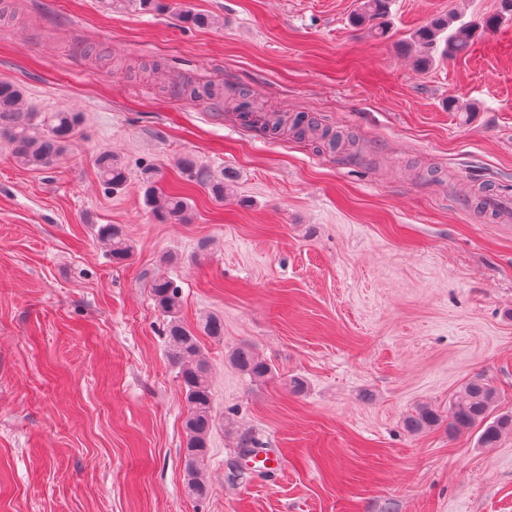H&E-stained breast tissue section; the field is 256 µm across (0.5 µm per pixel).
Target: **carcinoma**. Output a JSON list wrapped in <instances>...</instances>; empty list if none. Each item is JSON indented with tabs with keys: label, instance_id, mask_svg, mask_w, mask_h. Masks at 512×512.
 I'll return each instance as SVG.
<instances>
[{
	"label": "carcinoma",
	"instance_id": "1",
	"mask_svg": "<svg viewBox=\"0 0 512 512\" xmlns=\"http://www.w3.org/2000/svg\"><path fill=\"white\" fill-rule=\"evenodd\" d=\"M391 0H358L351 23L365 29L371 36L387 35L386 18ZM502 17L492 15L480 22L463 21L448 15H437L417 28L411 41L417 50V63L426 66L434 53L454 58L467 54L478 35L499 27ZM80 115L72 112H53L48 120L38 119V113L25 106L21 88L9 80H0V137L10 145V155L20 167L41 170L51 167L67 150L80 125ZM98 173L103 185L114 191L122 189L128 180L123 165L104 152L97 159ZM180 169L189 180L208 186L217 201L224 200V181L212 178L210 172L197 165L190 156L179 161ZM145 201L151 212L161 219L188 220V199L180 194L157 190L152 175L145 176ZM97 235L108 248L115 263L127 260L132 253L123 227L119 224L99 226ZM150 288L158 309L166 317L165 346L167 357L177 368V377L185 394L187 417L184 470L190 494L203 498L207 484L203 465L210 454V435L219 423L214 410L210 385V366L201 353L196 331L180 316L181 292L174 281L166 277L153 279ZM235 365L247 375L265 379L271 367L253 351L242 348L233 356ZM496 390L482 378L468 381L448 407V430L462 432L476 425L481 427L478 445L493 448L505 433H512V414L491 416ZM439 415L431 408L420 409L408 418L406 427L419 433L439 424Z\"/></svg>",
	"mask_w": 512,
	"mask_h": 512
}]
</instances>
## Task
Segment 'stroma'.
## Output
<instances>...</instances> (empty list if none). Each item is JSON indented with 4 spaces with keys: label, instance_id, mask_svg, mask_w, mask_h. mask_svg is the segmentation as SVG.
I'll return each mask as SVG.
<instances>
[{
    "label": "stroma",
    "instance_id": "obj_1",
    "mask_svg": "<svg viewBox=\"0 0 512 512\" xmlns=\"http://www.w3.org/2000/svg\"><path fill=\"white\" fill-rule=\"evenodd\" d=\"M162 2L0 0V80L82 117L47 170L0 141V512H512V434L482 448L446 421L475 377L512 413V222L470 202L482 187L512 202V20L425 69L410 42L501 0H392L383 39L352 25L356 0ZM186 8L212 25L183 24ZM209 80L223 100L183 95ZM242 90L351 141L242 124ZM104 152L129 172L121 193L101 183ZM186 155L223 201L180 171ZM147 169L189 221L152 215ZM102 224L122 225L124 263ZM158 276L180 287L184 323L224 320L199 338L221 419L202 499L185 488ZM242 346L267 379L232 362ZM424 404L439 425L408 432ZM245 437L283 471L247 469ZM100 241L108 248L112 262L121 263L126 261L132 253L130 244L123 227L119 224H103L97 231Z\"/></svg>",
    "mask_w": 512,
    "mask_h": 512
}]
</instances>
